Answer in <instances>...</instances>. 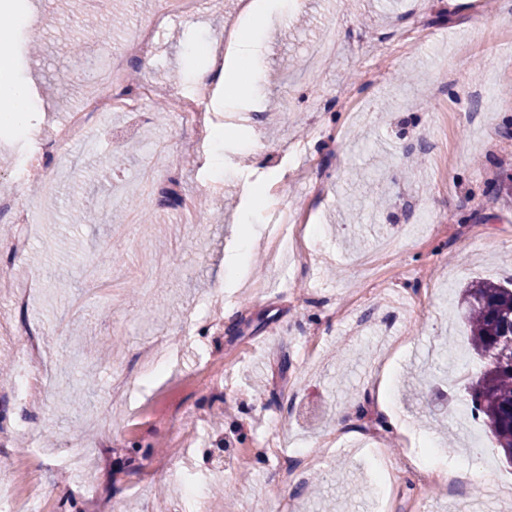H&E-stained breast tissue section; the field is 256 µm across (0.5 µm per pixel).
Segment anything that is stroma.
<instances>
[{
	"mask_svg": "<svg viewBox=\"0 0 512 512\" xmlns=\"http://www.w3.org/2000/svg\"><path fill=\"white\" fill-rule=\"evenodd\" d=\"M27 23L14 28L12 76L38 105L28 136L62 125L84 99L108 54H121L155 0H24ZM241 0H220L156 36L154 56L129 64L128 79L196 92L203 49L243 25ZM389 31L386 51L373 34ZM334 50L307 57L327 33ZM255 65L262 80L231 98L215 82L206 101L223 133L224 194L210 196L191 129L148 105L93 116L86 139L38 176L17 178L18 149L0 137V271L34 287L28 309L0 296V360L16 362L28 329L41 332L42 421L24 429L3 397L0 421L15 427L18 464L38 470L50 512H87L82 491L120 512H190L196 481L206 512H376L371 458L349 441L386 450L400 476L393 512H463L484 483L512 479V465L484 425L475 438L456 426L467 408L466 377L481 363L456 315L460 290L475 278L512 277V0H295L287 21L265 34ZM447 85H440V78ZM355 88L349 108L338 92ZM483 90L471 100V89ZM167 141L169 170L152 151ZM159 185L206 200L200 221L156 198L130 224L129 199L141 168ZM319 229L300 262L259 241L239 284L229 287L226 258L239 212L253 208L268 227L279 209L304 210L311 184ZM92 224L76 209H98ZM31 232L17 247V214ZM223 301L218 332L182 334L185 311ZM165 337L180 348L173 370L140 393L137 409L114 402L113 381L137 376L143 345ZM221 355L231 392L189 453L181 480L157 459L161 441L212 405L192 374L201 353ZM355 407L352 425L338 415ZM397 420H389L388 412ZM416 443L436 438V462L464 478L458 491H423L408 462L403 424ZM284 448L336 450L302 484L275 483L265 440ZM78 456L79 471L41 470L23 457L31 446ZM234 484L224 494L225 484Z\"/></svg>",
	"mask_w": 512,
	"mask_h": 512,
	"instance_id": "35a3bbf8",
	"label": "stroma"
}]
</instances>
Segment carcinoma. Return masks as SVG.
I'll list each match as a JSON object with an SVG mask.
<instances>
[{
  "label": "carcinoma",
  "mask_w": 512,
  "mask_h": 512,
  "mask_svg": "<svg viewBox=\"0 0 512 512\" xmlns=\"http://www.w3.org/2000/svg\"><path fill=\"white\" fill-rule=\"evenodd\" d=\"M457 311L474 355L484 362L466 387L472 409L512 465V279L467 284Z\"/></svg>",
  "instance_id": "1"
}]
</instances>
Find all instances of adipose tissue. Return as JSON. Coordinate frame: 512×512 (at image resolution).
<instances>
[{"mask_svg": "<svg viewBox=\"0 0 512 512\" xmlns=\"http://www.w3.org/2000/svg\"><path fill=\"white\" fill-rule=\"evenodd\" d=\"M291 7V0H267L262 13L249 26L236 31L233 36L236 53L224 65L225 94L256 87L261 79V74L255 65L261 40L270 26L287 18ZM32 110V99L28 90L13 81L10 60L8 56L1 55L0 121L20 128L24 127Z\"/></svg>", "mask_w": 512, "mask_h": 512, "instance_id": "1", "label": "adipose tissue"}]
</instances>
